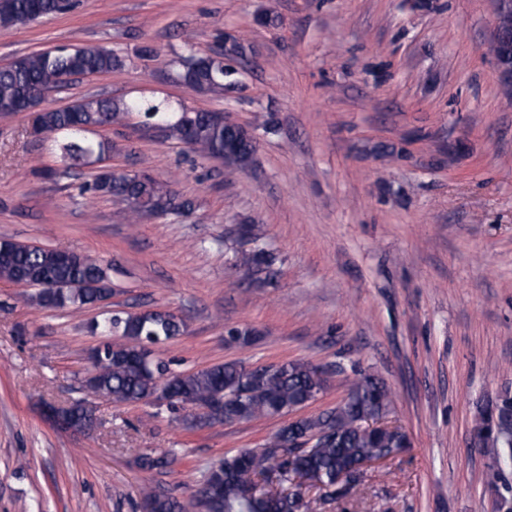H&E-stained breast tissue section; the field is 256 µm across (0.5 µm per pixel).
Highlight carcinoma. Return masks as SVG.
<instances>
[{
	"mask_svg": "<svg viewBox=\"0 0 512 512\" xmlns=\"http://www.w3.org/2000/svg\"><path fill=\"white\" fill-rule=\"evenodd\" d=\"M65 0H0V26L26 24L68 11ZM124 66V59L105 47L62 45L50 51L22 55L0 68V104L19 103L40 95L51 79L60 88L71 77L107 73ZM237 71L229 63L198 65L193 45L178 60L177 79L196 92L224 94ZM137 115L143 124L158 123L168 141H178L207 159L222 156L224 175L245 172L253 159L256 140L238 127L224 124V113L192 110L183 103L155 92L129 98L86 97L74 105L37 113L34 122L53 136L66 167L77 168L102 150L103 144L88 134L105 127L124 126ZM99 195L119 197L128 214L143 216L181 215L192 202L179 196L172 184L150 178L138 180L129 172L112 173L106 189L100 177L88 184ZM0 280L38 289L31 300L42 308H91L111 295L109 267L90 255L19 242H0ZM275 257L260 248L240 253L236 266L250 276L270 279ZM93 329L106 340L98 350L103 364L93 377L83 380L84 389L115 402H141L160 398L168 363L153 355V347L185 330V323L162 310L136 315L104 313ZM327 371L304 361H287L247 369L227 362L174 376L173 404L181 400L209 402L215 393L224 396V414L231 422L279 416L296 411L316 399L327 386ZM393 403L392 392L373 373H360L348 381L347 398L335 409L301 418L278 429L259 451L240 450L211 468L195 490L192 506L202 512H321V505L342 502L360 491L365 474L356 466L365 459L390 455L408 446L399 428L374 427L385 418ZM72 425L80 430L90 423L84 403L70 406ZM494 412L498 431H478L479 443L496 455L512 458V389L498 393L494 408L480 406L482 421ZM170 464L166 454L146 451L139 457L143 470H163ZM318 478L321 494L309 495L299 480ZM147 512H186L174 497L148 488L143 492Z\"/></svg>",
	"mask_w": 512,
	"mask_h": 512,
	"instance_id": "1",
	"label": "carcinoma"
}]
</instances>
